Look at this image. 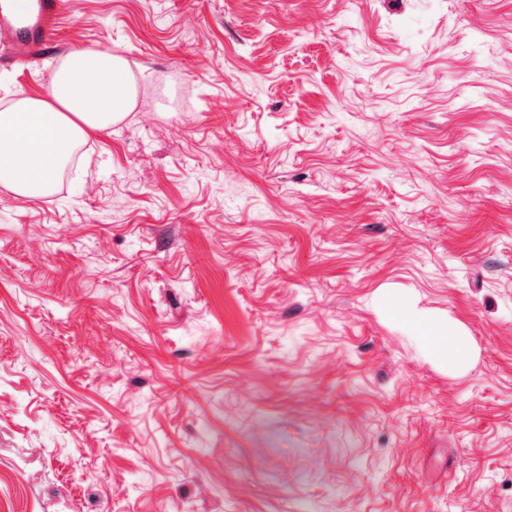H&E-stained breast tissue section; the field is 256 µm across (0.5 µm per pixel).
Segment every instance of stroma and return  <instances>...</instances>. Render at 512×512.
I'll use <instances>...</instances> for the list:
<instances>
[{
	"instance_id": "stroma-1",
	"label": "stroma",
	"mask_w": 512,
	"mask_h": 512,
	"mask_svg": "<svg viewBox=\"0 0 512 512\" xmlns=\"http://www.w3.org/2000/svg\"><path fill=\"white\" fill-rule=\"evenodd\" d=\"M58 36L137 93L50 195L0 185V512H512V0H69ZM395 313L415 324L421 337L431 349L432 354L450 369L464 368L471 355V344L467 336L448 322L438 323L419 315L413 307L405 302L391 303Z\"/></svg>"
}]
</instances>
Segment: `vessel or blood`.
<instances>
[{
    "label": "vessel or blood",
    "mask_w": 512,
    "mask_h": 512,
    "mask_svg": "<svg viewBox=\"0 0 512 512\" xmlns=\"http://www.w3.org/2000/svg\"><path fill=\"white\" fill-rule=\"evenodd\" d=\"M66 0H31L17 13L11 0H0V65H27L61 52L58 27Z\"/></svg>",
    "instance_id": "b4317fda"
}]
</instances>
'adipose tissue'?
Masks as SVG:
<instances>
[{
	"instance_id": "adipose-tissue-1",
	"label": "adipose tissue",
	"mask_w": 512,
	"mask_h": 512,
	"mask_svg": "<svg viewBox=\"0 0 512 512\" xmlns=\"http://www.w3.org/2000/svg\"><path fill=\"white\" fill-rule=\"evenodd\" d=\"M133 94L121 57L69 53L58 61L46 95L22 97L0 110V184L27 198L51 194L78 143L123 119ZM393 310L418 327L441 363L467 365L471 344L461 330L425 319L404 301Z\"/></svg>"
}]
</instances>
